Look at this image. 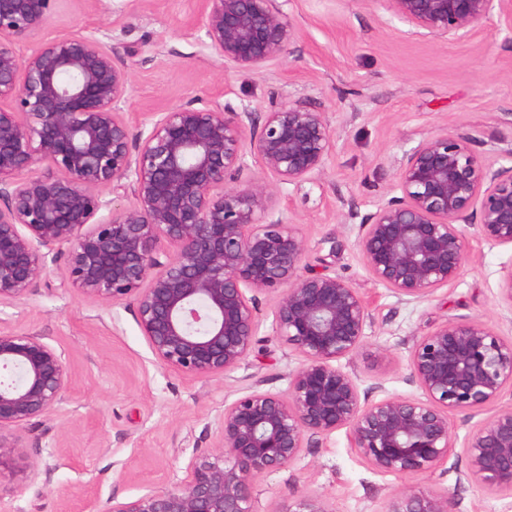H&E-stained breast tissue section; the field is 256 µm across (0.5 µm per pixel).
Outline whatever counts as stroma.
<instances>
[{"mask_svg":"<svg viewBox=\"0 0 512 512\" xmlns=\"http://www.w3.org/2000/svg\"><path fill=\"white\" fill-rule=\"evenodd\" d=\"M195 5L63 0L41 36L107 24L110 47L131 71L125 117L134 127L147 113L198 97L258 112L288 101L324 110L335 138L331 160L316 181L283 188L279 203L309 239V263L347 278L369 305L365 341L340 365L370 399L419 396L409 380V350L445 319L475 318L512 339V307L499 290L512 248L466 228L469 256L457 281L429 300L404 303L369 277L356 247L362 216L390 191L404 153L432 132L472 134L493 161L512 149V25L494 17L471 40L438 44L360 0H286L294 31L287 61L260 72L227 71L192 28ZM59 272L50 266L35 293L0 307L1 325L60 347L71 373L57 412L5 431L13 452L0 464V512H104L110 500L173 486L192 453L213 446L210 425L225 404L255 386L286 390L302 361L273 336L272 302L264 298L261 341L238 370L197 380L164 369L133 308L61 287ZM385 348L392 359L381 357ZM453 427L459 443L448 459L410 475L378 472L352 448L346 430H337L258 481L256 512H280L299 489L325 495L332 512H383L404 486L453 492L459 512H512V494L488 491L468 477L463 442L473 422L457 416ZM36 468L49 478L30 481Z\"/></svg>","mask_w":512,"mask_h":512,"instance_id":"1","label":"stroma"}]
</instances>
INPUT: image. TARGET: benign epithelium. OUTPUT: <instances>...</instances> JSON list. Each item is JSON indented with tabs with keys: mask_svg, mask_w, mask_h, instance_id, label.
Masks as SVG:
<instances>
[{
	"mask_svg": "<svg viewBox=\"0 0 512 512\" xmlns=\"http://www.w3.org/2000/svg\"><path fill=\"white\" fill-rule=\"evenodd\" d=\"M58 2L0 0V306L39 288L63 256L61 284L132 306L167 370L202 379L240 368L260 342L262 296L274 335L302 357L285 392L255 386L224 406L215 446L192 454L178 484L114 499L108 512H255L259 477L340 429L376 470L424 472L454 448L455 414L482 416L465 442L468 477L512 493V405L484 416L512 385L511 340L477 319H445L409 350L420 398L370 402L337 365L362 346L371 312L346 278L307 262L310 242L277 202L283 186L325 171L334 137L324 113L194 99L134 130L123 117L131 73L105 26L36 39ZM360 2L444 43L471 38L495 14L512 19V0ZM192 25L227 70L262 71L294 37L282 0H197ZM476 143L458 132L424 138L360 221L366 271L402 302L458 279L465 227L512 246V165L495 166ZM251 160L263 176L244 180ZM111 188L130 191L128 204L112 207ZM69 378L65 353L44 337L0 330V464L13 449L1 432L53 412ZM279 512L333 510L305 491ZM385 512H457V501L403 487Z\"/></svg>",
	"mask_w": 512,
	"mask_h": 512,
	"instance_id": "benign-epithelium-1",
	"label": "benign epithelium"
}]
</instances>
